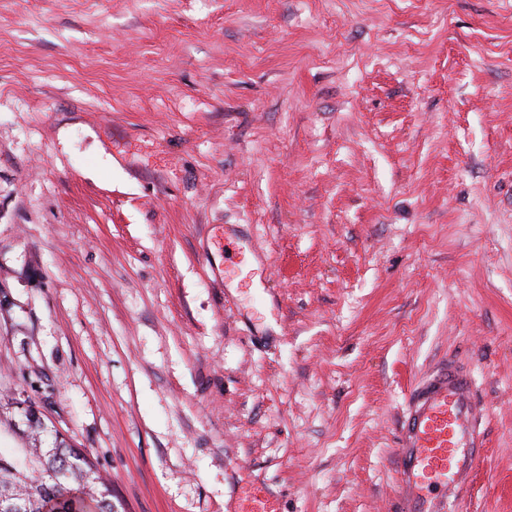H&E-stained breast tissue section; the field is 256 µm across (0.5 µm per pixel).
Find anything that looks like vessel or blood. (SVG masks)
<instances>
[{"label": "vessel or blood", "mask_w": 512, "mask_h": 512, "mask_svg": "<svg viewBox=\"0 0 512 512\" xmlns=\"http://www.w3.org/2000/svg\"><path fill=\"white\" fill-rule=\"evenodd\" d=\"M484 415L473 376L455 363L412 390L397 434L395 492L404 512H458L486 446Z\"/></svg>", "instance_id": "1"}]
</instances>
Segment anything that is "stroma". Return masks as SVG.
<instances>
[{"mask_svg":"<svg viewBox=\"0 0 512 512\" xmlns=\"http://www.w3.org/2000/svg\"><path fill=\"white\" fill-rule=\"evenodd\" d=\"M448 361L512 512V0H0V399L116 512H397Z\"/></svg>","mask_w":512,"mask_h":512,"instance_id":"1","label":"stroma"}]
</instances>
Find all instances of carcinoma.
I'll return each instance as SVG.
<instances>
[{
	"mask_svg": "<svg viewBox=\"0 0 512 512\" xmlns=\"http://www.w3.org/2000/svg\"><path fill=\"white\" fill-rule=\"evenodd\" d=\"M11 427L23 447L0 452V497L19 503L17 512H114L108 480L39 411L19 414Z\"/></svg>",
	"mask_w": 512,
	"mask_h": 512,
	"instance_id": "1",
	"label": "carcinoma"
}]
</instances>
